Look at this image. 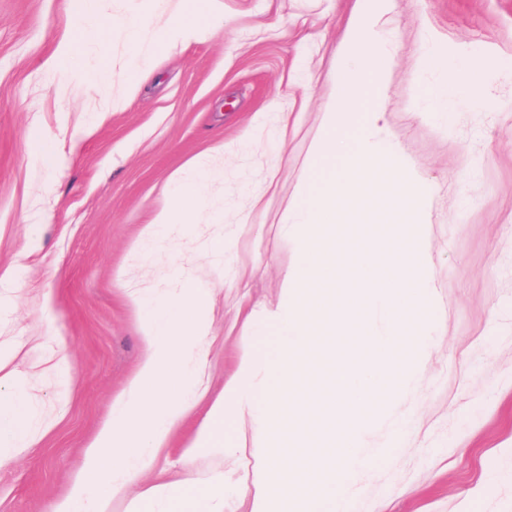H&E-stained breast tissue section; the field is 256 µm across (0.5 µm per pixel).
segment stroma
Returning <instances> with one entry per match:
<instances>
[{"label": "stroma", "mask_w": 512, "mask_h": 512, "mask_svg": "<svg viewBox=\"0 0 512 512\" xmlns=\"http://www.w3.org/2000/svg\"><path fill=\"white\" fill-rule=\"evenodd\" d=\"M220 26L155 55L125 94L128 57L112 34V82L50 79L47 67L78 25L63 0H0V353L24 384L33 440L0 469V512H53L86 446L144 361L146 293L164 301L185 277L209 288L203 349L212 394L242 357L272 340L256 326L282 300L297 245L284 225L300 186L315 180L312 151L336 100L343 41L360 0H208ZM391 76L374 140L389 142L424 179L427 250L441 310L434 342L390 415L391 462L358 477L350 512H512V0H392L379 23ZM484 57L481 101L452 95L425 58ZM86 132L78 151L62 129ZM57 145L64 167L39 144ZM211 164L192 226L173 225L145 253L146 224L170 202L169 180L201 155ZM467 221H459L461 210ZM71 365L53 367L55 351ZM208 403L172 432L154 468L112 512H153L136 494L186 480L178 504L223 477V512H252L235 489L251 479L269 436L250 419L216 435L221 455L196 449Z\"/></svg>", "instance_id": "1"}]
</instances>
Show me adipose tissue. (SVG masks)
Instances as JSON below:
<instances>
[{"instance_id": "ef3b65f1", "label": "adipose tissue", "mask_w": 512, "mask_h": 512, "mask_svg": "<svg viewBox=\"0 0 512 512\" xmlns=\"http://www.w3.org/2000/svg\"><path fill=\"white\" fill-rule=\"evenodd\" d=\"M182 3V10L172 14L168 11L166 0H152L151 14L138 13L105 20L100 16L97 0H81L77 7L80 26L74 38L93 45L99 59L111 50L113 29H121L129 49V65L136 71L153 56L152 51L144 49L141 43V29L150 16L160 15L165 19L156 41L160 47L189 41L215 27L214 18L208 15L200 0H182ZM67 59L72 72H83L101 81L110 77L98 59L92 62L87 56L72 52L68 53ZM428 61L443 75V94H463L472 98L480 96L486 71L483 59L471 57L451 60L446 54L438 52L429 55ZM208 164V158L197 159L193 174L179 180L170 204L156 214L151 224L146 225L143 247L152 246L167 225L193 222L201 207V192ZM30 436V416L22 389L0 392V468L14 463L20 450L27 447Z\"/></svg>"}]
</instances>
